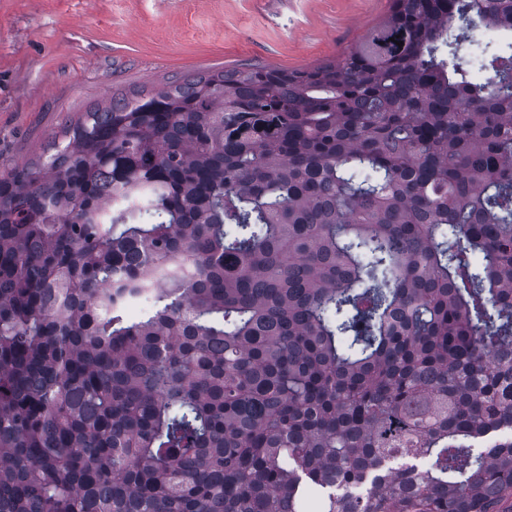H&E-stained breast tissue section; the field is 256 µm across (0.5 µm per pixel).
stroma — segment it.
<instances>
[{
	"label": "stroma",
	"mask_w": 512,
	"mask_h": 512,
	"mask_svg": "<svg viewBox=\"0 0 512 512\" xmlns=\"http://www.w3.org/2000/svg\"><path fill=\"white\" fill-rule=\"evenodd\" d=\"M388 0H0V168L115 93L216 68H299L354 46Z\"/></svg>",
	"instance_id": "1"
}]
</instances>
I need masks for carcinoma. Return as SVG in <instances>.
Returning <instances> with one entry per match:
<instances>
[{"label":"carcinoma","mask_w":512,"mask_h":512,"mask_svg":"<svg viewBox=\"0 0 512 512\" xmlns=\"http://www.w3.org/2000/svg\"><path fill=\"white\" fill-rule=\"evenodd\" d=\"M309 509L512 512V0H389L0 170V512ZM497 41L496 34L493 33L492 35L490 33L477 41L471 42L467 59L468 67L475 79L485 82L493 78V72L482 67V59L484 60L485 52L496 47Z\"/></svg>","instance_id":"obj_1"}]
</instances>
